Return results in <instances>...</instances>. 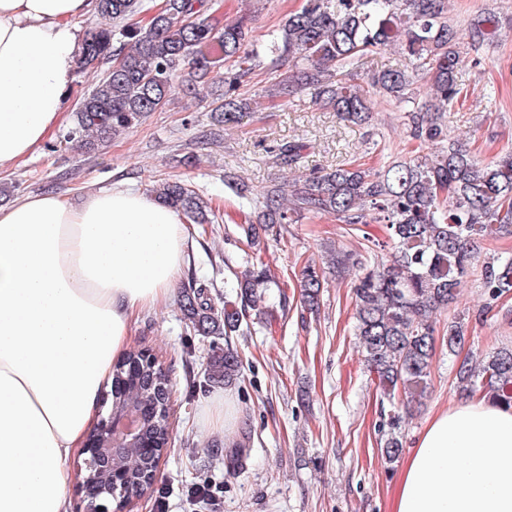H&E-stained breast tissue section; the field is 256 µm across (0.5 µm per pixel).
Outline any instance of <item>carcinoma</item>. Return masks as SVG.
I'll list each match as a JSON object with an SVG mask.
<instances>
[{
    "label": "carcinoma",
    "instance_id": "cac0c4a2",
    "mask_svg": "<svg viewBox=\"0 0 512 512\" xmlns=\"http://www.w3.org/2000/svg\"><path fill=\"white\" fill-rule=\"evenodd\" d=\"M212 0H163L151 6L149 22L131 26L137 0H93L94 11L112 26L90 29L76 61L81 70L109 60L119 66L104 72L80 103L66 137L91 150L97 142L141 122L179 90L195 97L212 65H230L224 77V99L212 103L216 120L226 125L248 108L239 88L261 57L279 68L285 60L296 73L279 75L284 97L314 88L341 119L361 121L372 94L382 92L408 106L411 136L423 146L441 144L433 154L396 161L380 170L362 165H338L300 177L288 187H268L255 202L258 222L243 228L255 244L261 235H277L292 215L325 212L344 224L385 225L394 255L390 263L368 271L355 288L356 332L364 362L379 380L384 398L393 406L382 435L389 460L402 450L400 422L421 403L429 389L430 364L436 352L434 315L448 309L458 287L474 268L478 244L512 235V151L484 163L438 122L461 94L457 68L463 55L457 32L448 24V0H303L286 19L282 35L264 49L251 39L246 18L220 23L210 14ZM501 29L500 17L489 14L471 27L470 48L479 50ZM397 46L413 59L415 72L427 78L431 103L410 95L413 78L397 69L382 70L368 85L355 82L360 57ZM306 145L285 142L275 146L280 163L297 166ZM159 202L180 212L192 224H217L220 214L180 180H166L155 190ZM336 269L345 273L366 265L357 253H336ZM252 268L224 287L235 290L233 307L220 311L203 287L186 289L182 308L193 332L224 337V349L210 358L208 381L230 385L241 377L243 360L231 338L250 330L252 313L263 314L265 288L270 282L263 261L250 258ZM490 299L512 293V258L492 257L479 270ZM321 276L316 267L303 268L300 303L318 309ZM468 318L448 320L444 339L448 355L464 346ZM455 379L467 395H480L512 405V346L500 347L481 359L465 357L456 364ZM170 385L156 357L147 349L129 352L112 369V407L142 413L143 434L152 448H120L113 458L133 493L155 485V459L170 439L166 389ZM83 483L93 498L106 482V472L89 469Z\"/></svg>",
    "mask_w": 512,
    "mask_h": 512
}]
</instances>
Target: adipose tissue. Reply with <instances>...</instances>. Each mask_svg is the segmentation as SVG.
<instances>
[{
  "label": "adipose tissue",
  "mask_w": 512,
  "mask_h": 512,
  "mask_svg": "<svg viewBox=\"0 0 512 512\" xmlns=\"http://www.w3.org/2000/svg\"><path fill=\"white\" fill-rule=\"evenodd\" d=\"M90 0H0V167L66 108ZM190 246L181 214L130 189L0 208V512H69L79 452L135 314L171 297ZM394 512H512V407L488 398L430 419Z\"/></svg>",
  "instance_id": "adipose-tissue-1"
}]
</instances>
